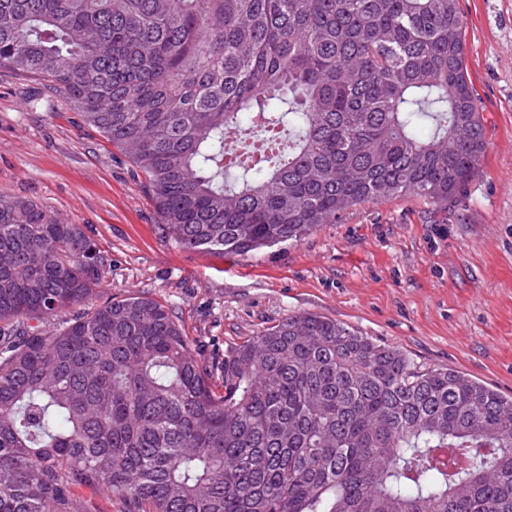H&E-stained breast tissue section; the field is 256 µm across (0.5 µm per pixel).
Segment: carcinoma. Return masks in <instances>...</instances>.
<instances>
[{"instance_id": "obj_1", "label": "carcinoma", "mask_w": 512, "mask_h": 512, "mask_svg": "<svg viewBox=\"0 0 512 512\" xmlns=\"http://www.w3.org/2000/svg\"><path fill=\"white\" fill-rule=\"evenodd\" d=\"M460 0H0L32 77L145 175L181 248L246 257L479 172ZM274 145L225 173L228 137ZM86 225L0 194V512H512V397L312 313L214 364ZM77 304L87 308L73 318ZM78 506L91 507V512H123L124 504L104 492H94L90 489L79 488L75 491Z\"/></svg>"}]
</instances>
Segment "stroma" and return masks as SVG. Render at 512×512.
I'll return each instance as SVG.
<instances>
[{"instance_id": "obj_1", "label": "stroma", "mask_w": 512, "mask_h": 512, "mask_svg": "<svg viewBox=\"0 0 512 512\" xmlns=\"http://www.w3.org/2000/svg\"><path fill=\"white\" fill-rule=\"evenodd\" d=\"M483 103L482 173L448 208L363 203L246 258L178 247L142 172L36 82L0 70V193L86 225L109 264L98 295L171 308L206 358L313 313L512 395V0H460Z\"/></svg>"}]
</instances>
